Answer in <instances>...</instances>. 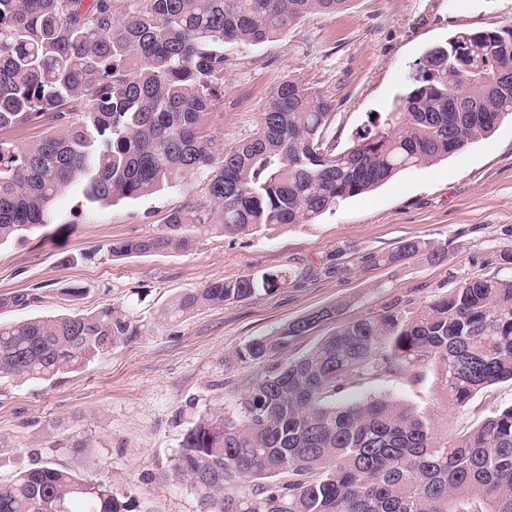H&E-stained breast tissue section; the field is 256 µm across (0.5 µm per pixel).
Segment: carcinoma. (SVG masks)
I'll list each match as a JSON object with an SVG mask.
<instances>
[{"mask_svg": "<svg viewBox=\"0 0 512 512\" xmlns=\"http://www.w3.org/2000/svg\"><path fill=\"white\" fill-rule=\"evenodd\" d=\"M350 0H0V244L52 223L75 184L110 203L202 177L213 207L175 208L166 229L112 243L118 259L191 248L206 231L257 236L309 224L401 171L437 162L512 118V25L460 32L429 49L396 111L346 151L326 139L333 103L288 79L258 130L220 156L202 120L224 78V48L260 45L309 14ZM446 252L406 240L391 262ZM279 284L246 275L189 289L180 317L245 301ZM336 305L251 340L238 359L260 370L234 389L235 412L201 417L169 476L202 512H512V407L453 441L429 415L388 396L342 402L352 379L436 372L452 407L512 380V277L467 279L448 293L344 322L299 356L294 338L336 318ZM142 335L124 312L0 322V379L52 381ZM0 512H132L110 485L36 465L0 480Z\"/></svg>", "mask_w": 512, "mask_h": 512, "instance_id": "cac0c4a2", "label": "carcinoma"}]
</instances>
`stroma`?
Returning <instances> with one entry per match:
<instances>
[{"label": "stroma", "mask_w": 512, "mask_h": 512, "mask_svg": "<svg viewBox=\"0 0 512 512\" xmlns=\"http://www.w3.org/2000/svg\"><path fill=\"white\" fill-rule=\"evenodd\" d=\"M508 24L512 0H352L339 13L308 15L275 40L227 47L203 129L217 151L234 147L256 131L274 88L294 79L333 101L329 134L344 150L394 111L427 49L462 31ZM187 203L209 207L205 181L109 205L87 203L74 187L53 201L52 224L0 245V298L33 297L24 307H0L1 322L109 305L144 331L52 382L0 380V480L52 463L111 485L133 512H200L195 490L168 472L199 417L232 402L231 382L257 372L235 360L249 341L333 304L348 322L397 301L424 302L474 276H512V121L309 224L257 237L202 233L192 248L166 255L104 253L112 241L161 232L169 211ZM408 239L444 248L447 257L386 262ZM269 273L282 283L253 299L162 315L175 296L208 281ZM69 287L82 295L67 296ZM369 395L427 410L437 436L453 438L512 406V382L460 409L449 408L431 372L416 384L397 374L356 381L341 398Z\"/></svg>", "instance_id": "obj_1"}]
</instances>
